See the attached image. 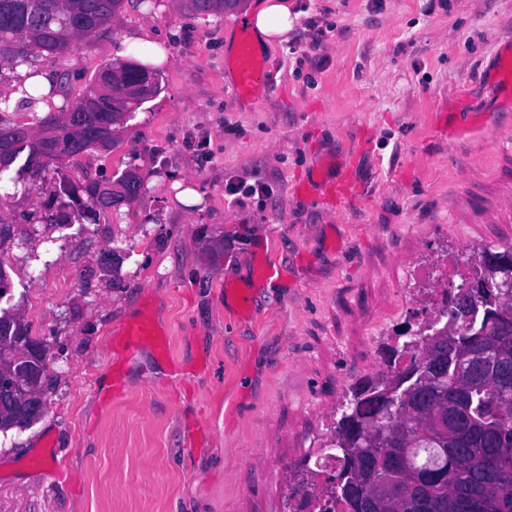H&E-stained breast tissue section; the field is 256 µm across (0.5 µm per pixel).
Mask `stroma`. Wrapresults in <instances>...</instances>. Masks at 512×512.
Here are the masks:
<instances>
[{
	"instance_id": "1",
	"label": "stroma",
	"mask_w": 512,
	"mask_h": 512,
	"mask_svg": "<svg viewBox=\"0 0 512 512\" xmlns=\"http://www.w3.org/2000/svg\"><path fill=\"white\" fill-rule=\"evenodd\" d=\"M293 2L250 98L235 7L126 0L66 61L74 97L127 31L169 51L109 147L0 199V308L43 339L51 376L42 417L0 433V512H287L291 470L411 319L404 267L512 245V95L486 83L512 0ZM127 170L145 182L130 203L51 222L60 178ZM341 171L358 195L338 203L322 187ZM230 182L268 191L233 203ZM142 318L161 338L125 355ZM253 58L251 44L243 41L234 57V70L236 74L235 85L239 91L252 89L262 85L265 81V70L263 66L256 68L250 63Z\"/></svg>"
}]
</instances>
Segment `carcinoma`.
<instances>
[{"mask_svg": "<svg viewBox=\"0 0 512 512\" xmlns=\"http://www.w3.org/2000/svg\"><path fill=\"white\" fill-rule=\"evenodd\" d=\"M196 13H220L235 0H186ZM124 0H0V76L13 74L17 84L24 77L17 69L42 64L59 65L75 54L87 38L104 30L121 13ZM123 80L99 90L90 80L84 95L96 98L103 106L108 99L121 101V107L109 113L111 126L137 111L144 100L127 94L129 82L140 77L154 78V93L162 89L159 69L134 58L105 64ZM13 111L9 100L0 99V133L10 139V149L0 152V188L7 189L3 172L20 154H26L24 169L37 176L46 168L85 153L89 142L82 138L86 129L98 127L100 112L83 109L79 101H68L39 118L35 124H20L6 116ZM118 185L131 188L130 194L112 190L96 181L85 187L84 206L107 211L133 200L144 185L143 177L129 171ZM481 302L475 325L448 311L457 326L455 348L448 340L428 336L420 357L394 377L404 391L408 405L403 419L391 428L403 434V441L373 448H357L350 456L332 449L339 467L331 497H323L333 508L320 512H386L374 494L376 485L398 481L403 512H512V385H488L480 379L482 370L464 382L457 374L460 355L474 349H496L512 355V311L500 307V289L487 287L483 281L453 290ZM28 325L15 316L0 313V358L17 349L21 339L30 338ZM438 361L448 372V381L439 389L427 386L426 368ZM435 401H453V421L458 428L454 440L425 442L429 433L425 416ZM387 406V398L378 393L374 382L359 383L347 400V408L336 421L334 438L343 442L360 431L376 427ZM40 416L26 410L22 396H13L0 409V432L26 429ZM427 446H421V443Z\"/></svg>", "mask_w": 512, "mask_h": 512, "instance_id": "carcinoma-1", "label": "carcinoma"}]
</instances>
